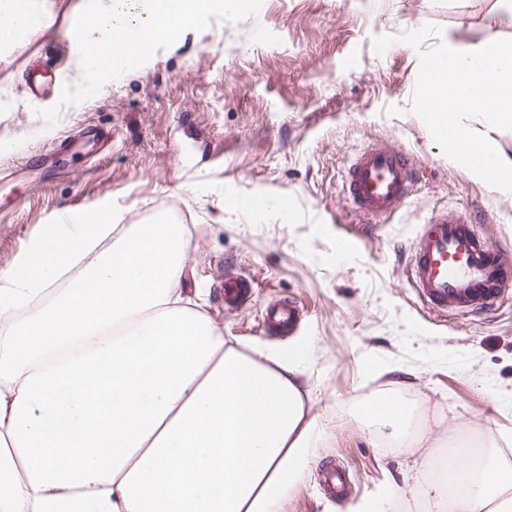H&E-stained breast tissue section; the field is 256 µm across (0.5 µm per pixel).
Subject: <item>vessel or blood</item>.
Here are the masks:
<instances>
[{
	"label": "vessel or blood",
	"instance_id": "1",
	"mask_svg": "<svg viewBox=\"0 0 512 512\" xmlns=\"http://www.w3.org/2000/svg\"><path fill=\"white\" fill-rule=\"evenodd\" d=\"M416 169L405 152L371 143L353 158L345 173V193L360 214L388 217L409 199ZM468 208L434 215L412 246L407 278L434 311L473 310L498 302L512 287V256L479 236ZM251 281L229 274L224 279V303L234 308L248 297ZM299 311L285 297L268 305L262 315L268 331L288 332Z\"/></svg>",
	"mask_w": 512,
	"mask_h": 512
}]
</instances>
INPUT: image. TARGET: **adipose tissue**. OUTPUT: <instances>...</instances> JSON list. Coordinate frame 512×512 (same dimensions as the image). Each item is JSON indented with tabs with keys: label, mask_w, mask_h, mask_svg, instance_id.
<instances>
[{
	"label": "adipose tissue",
	"mask_w": 512,
	"mask_h": 512,
	"mask_svg": "<svg viewBox=\"0 0 512 512\" xmlns=\"http://www.w3.org/2000/svg\"><path fill=\"white\" fill-rule=\"evenodd\" d=\"M53 0H0V48ZM182 225L94 210L0 282V512H278L315 458L301 353L228 342L185 288ZM402 447L394 396L361 410ZM431 512H512V459L437 461Z\"/></svg>",
	"instance_id": "ef3b65f1"
}]
</instances>
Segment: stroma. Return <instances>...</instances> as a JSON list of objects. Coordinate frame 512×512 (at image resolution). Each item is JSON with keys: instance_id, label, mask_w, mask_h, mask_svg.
I'll return each mask as SVG.
<instances>
[{"instance_id": "obj_1", "label": "stroma", "mask_w": 512, "mask_h": 512, "mask_svg": "<svg viewBox=\"0 0 512 512\" xmlns=\"http://www.w3.org/2000/svg\"><path fill=\"white\" fill-rule=\"evenodd\" d=\"M55 2L50 28L0 51V276L52 225L94 208L116 224L187 225V292L225 338L305 358L324 432L279 512H359L386 483L429 489L427 461L460 440L491 435L512 449V289L493 308L443 315L406 277L424 222L463 205L480 236L512 251V192L459 168L412 113L420 52L438 39L419 49L400 39L429 23L460 45L490 27L512 39V0H263L257 17L184 32L47 129L34 109L57 104L80 60L68 35L75 0ZM377 35L395 38L381 54ZM39 64L55 82L35 103L23 84ZM370 142L407 151L417 168L407 206L376 223L341 194ZM229 271L254 282L234 310ZM283 296L301 321L268 333L262 312ZM390 391L417 414L405 451L374 440L358 411ZM330 464L349 476L347 501L324 494Z\"/></svg>"}]
</instances>
